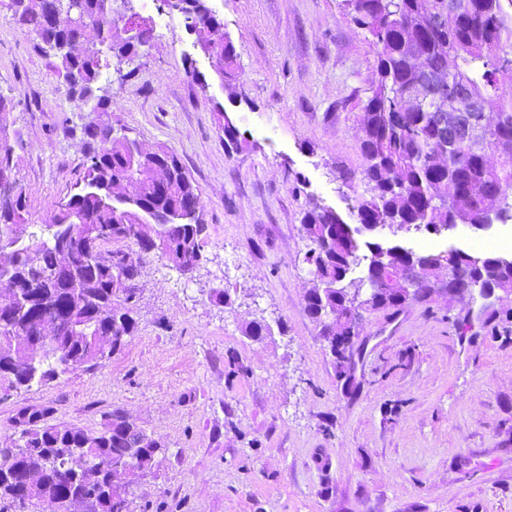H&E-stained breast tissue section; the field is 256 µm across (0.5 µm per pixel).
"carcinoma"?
Returning <instances> with one entry per match:
<instances>
[{
	"instance_id": "obj_1",
	"label": "carcinoma",
	"mask_w": 512,
	"mask_h": 512,
	"mask_svg": "<svg viewBox=\"0 0 512 512\" xmlns=\"http://www.w3.org/2000/svg\"><path fill=\"white\" fill-rule=\"evenodd\" d=\"M19 24L40 39L38 49L55 59L54 72L97 119L84 126L87 149L79 191L57 204L54 223L40 232L16 235L27 223V201L15 177L13 146L0 127V172L11 188L0 189V380L14 389L45 385L78 369L95 368L111 358L136 328L129 298L142 261L164 257L184 274L202 260L205 225L184 202H200L196 187L177 157L166 150L146 151L100 119L110 111V97L99 86L113 60L134 53L116 36V23L104 0H63L65 11L81 24L58 32L47 28L48 0H13ZM186 26L197 35L215 72L235 78L232 41L209 38L221 22L201 0H183ZM456 12L442 24L434 15L448 0H342L355 25L370 37L375 52L371 96L362 112L361 181L366 194L351 197L352 225L336 210L314 203L302 225L310 248L305 260L315 264V286L307 297L314 322L321 310H336V299L366 282L377 285L382 299L370 310L398 311L409 301H425L440 290L469 288L484 297L489 288L512 294V258L450 249L416 253L400 245L384 247L361 241L364 231L437 234L463 224L484 229L512 221V0H454ZM466 83L492 114L470 142L451 140L434 103L422 93L427 76ZM496 155L500 162L489 163ZM172 168L160 165V159ZM124 243L126 248L108 245ZM405 262L417 270L413 291L398 301L387 264ZM67 264L70 276L59 272ZM364 268L361 276L353 273ZM448 270V280L440 270ZM56 321L43 332L37 324ZM478 320L485 328L500 314L484 304L478 314L460 313L461 328ZM354 327L320 325V336H341L331 351L346 359ZM49 408L22 407L11 419L21 425L17 453L0 448V512H17L26 497L40 495L46 480L59 512L89 503L79 495L80 478L106 496L101 512H130L127 473L113 481L96 478L99 462H125L128 448H144L137 469L146 472L163 448L123 411L108 412L102 430L50 423Z\"/></svg>"
}]
</instances>
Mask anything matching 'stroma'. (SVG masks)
Returning a JSON list of instances; mask_svg holds the SVG:
<instances>
[{"mask_svg":"<svg viewBox=\"0 0 512 512\" xmlns=\"http://www.w3.org/2000/svg\"><path fill=\"white\" fill-rule=\"evenodd\" d=\"M230 38L238 77L214 72L179 13L130 0L150 21L130 64L110 68L107 115L143 148L176 154L198 189L202 261L158 256L136 281L137 329L103 366L43 386H0V448L23 406L96 432L123 409L164 448L131 487L130 512H512V326L460 334L481 299L433 295L365 313L346 362L307 311L304 211L347 213L339 172L360 173L358 117L375 55L341 0H203ZM0 114L28 221L52 223L83 175L88 105L0 11ZM246 144L224 146V122ZM365 240L512 255V223ZM253 321L270 326L261 339Z\"/></svg>","mask_w":512,"mask_h":512,"instance_id":"obj_1","label":"stroma"}]
</instances>
